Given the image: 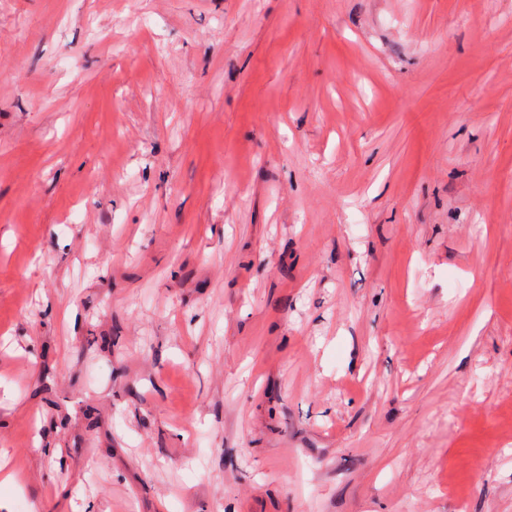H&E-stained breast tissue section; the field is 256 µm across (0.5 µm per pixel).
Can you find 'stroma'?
<instances>
[{"label":"stroma","instance_id":"obj_1","mask_svg":"<svg viewBox=\"0 0 512 512\" xmlns=\"http://www.w3.org/2000/svg\"><path fill=\"white\" fill-rule=\"evenodd\" d=\"M0 512H512V0H0Z\"/></svg>","mask_w":512,"mask_h":512}]
</instances>
